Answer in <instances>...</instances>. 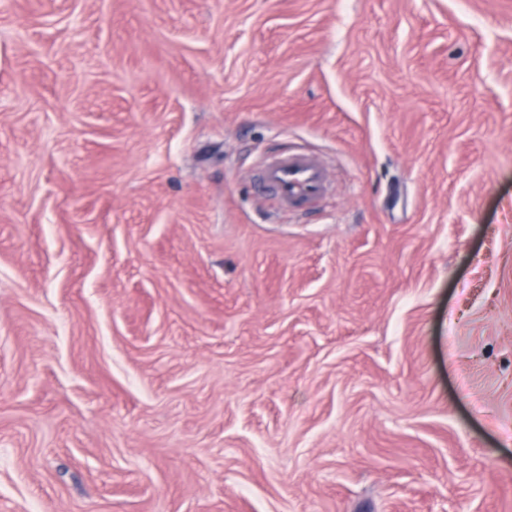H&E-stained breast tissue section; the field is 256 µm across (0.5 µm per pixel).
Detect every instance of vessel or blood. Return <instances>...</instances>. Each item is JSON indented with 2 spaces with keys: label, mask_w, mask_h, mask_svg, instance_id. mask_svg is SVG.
<instances>
[{
  "label": "vessel or blood",
  "mask_w": 512,
  "mask_h": 512,
  "mask_svg": "<svg viewBox=\"0 0 512 512\" xmlns=\"http://www.w3.org/2000/svg\"><path fill=\"white\" fill-rule=\"evenodd\" d=\"M260 179L282 208L292 209L323 195L326 173L316 155L288 152L268 160L260 170Z\"/></svg>",
  "instance_id": "b4317fda"
}]
</instances>
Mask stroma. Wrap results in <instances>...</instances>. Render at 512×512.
I'll list each match as a JSON object with an SVG mask.
<instances>
[{
    "label": "stroma",
    "mask_w": 512,
    "mask_h": 512,
    "mask_svg": "<svg viewBox=\"0 0 512 512\" xmlns=\"http://www.w3.org/2000/svg\"><path fill=\"white\" fill-rule=\"evenodd\" d=\"M0 512H512V0H0ZM260 179L282 208L292 209L323 195L326 173L316 155L288 152L268 160L260 170Z\"/></svg>",
    "instance_id": "1"
}]
</instances>
